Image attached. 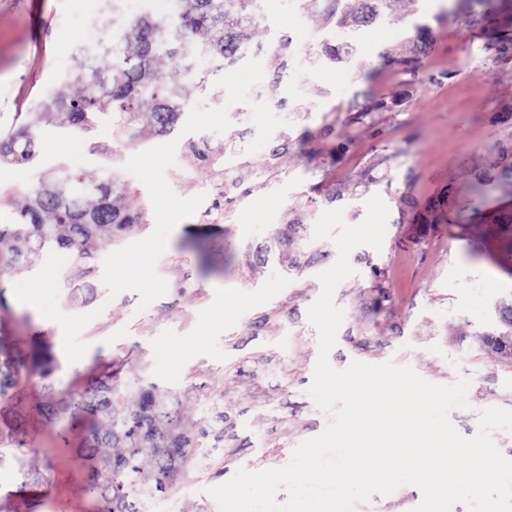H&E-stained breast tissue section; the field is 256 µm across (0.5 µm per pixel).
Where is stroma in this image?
Wrapping results in <instances>:
<instances>
[{
    "label": "stroma",
    "mask_w": 512,
    "mask_h": 512,
    "mask_svg": "<svg viewBox=\"0 0 512 512\" xmlns=\"http://www.w3.org/2000/svg\"><path fill=\"white\" fill-rule=\"evenodd\" d=\"M319 0H259L243 55L218 90L191 91L178 129L126 151L122 176L148 222L75 260L55 254L23 273L0 270V348L18 368L45 346L46 383L0 398V433L23 441L0 456V512H96L85 429L69 387L112 368L121 383L177 400L188 463L142 512H219L211 487L238 471L286 466L330 420L310 397L318 332L307 317L319 273L338 249L314 236L327 210L360 223L365 202L389 209L381 250L356 247L334 293L342 312L331 366L391 363L437 385L468 380L450 420L465 437L490 407L512 409V357L487 344L512 333V250L506 225L476 220L467 188L483 183L487 213L512 207L500 190L512 165V41L486 47L462 0H396L352 37L326 23ZM178 0H0V132L34 111L103 26L172 14ZM429 26L431 47L410 43ZM349 44L343 62L332 49ZM209 150L188 176V148ZM39 169L96 174L100 156L48 127ZM37 169L0 163V224H11ZM43 286L32 310L19 288ZM421 490L373 495L355 512H413Z\"/></svg>",
    "instance_id": "obj_1"
}]
</instances>
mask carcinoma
<instances>
[{
  "mask_svg": "<svg viewBox=\"0 0 512 512\" xmlns=\"http://www.w3.org/2000/svg\"><path fill=\"white\" fill-rule=\"evenodd\" d=\"M345 2L337 28L356 32L376 23L396 0H336ZM258 0H179L173 15L144 14L133 19L123 45L109 52L100 65L74 60L68 73L46 93L39 109L26 112L17 127L0 139V162L32 165L40 154L42 131L51 126L68 132L91 131L102 120L112 126V144H91L104 156L101 175L85 177L80 170L59 165L41 171L24 190L25 201L14 224H0V268L23 271L58 250L80 258L110 246L147 223V212L130 204L132 188L120 175L123 151L172 134L187 106V88L207 89L234 58L254 21ZM478 21L494 27L489 42L512 35V21L501 18L502 0H469ZM170 65L168 79L157 78L161 63ZM54 371L47 347L33 358L27 379L41 382ZM19 370L10 360L0 369V397L18 384ZM125 386L114 373L102 372L91 386L74 393L79 411L93 420L88 449L97 457L90 485L101 512H141V495L151 489L165 492L174 473L193 454L181 433L169 437L180 449L176 462L159 451L155 441L158 417L172 419V407L141 392L130 406ZM155 457L148 471L138 462L142 449ZM130 465L114 471L112 460Z\"/></svg>",
  "mask_w": 512,
  "mask_h": 512,
  "instance_id": "carcinoma-1",
  "label": "carcinoma"
}]
</instances>
